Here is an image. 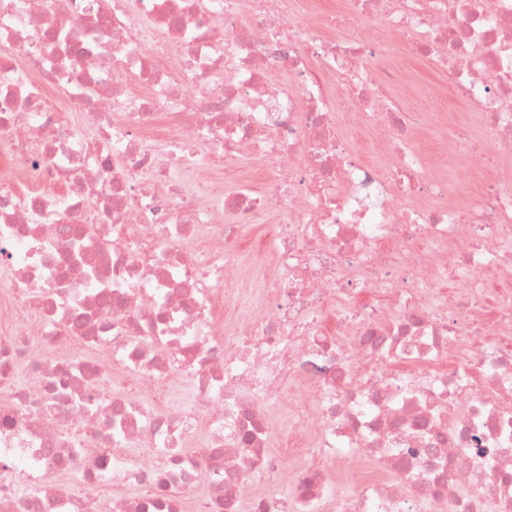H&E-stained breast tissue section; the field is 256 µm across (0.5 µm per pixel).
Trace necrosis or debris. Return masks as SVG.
<instances>
[{
	"label": "necrosis or debris",
	"instance_id": "4bbe7bcc",
	"mask_svg": "<svg viewBox=\"0 0 512 512\" xmlns=\"http://www.w3.org/2000/svg\"><path fill=\"white\" fill-rule=\"evenodd\" d=\"M0 512H512V0H0Z\"/></svg>",
	"mask_w": 512,
	"mask_h": 512
}]
</instances>
